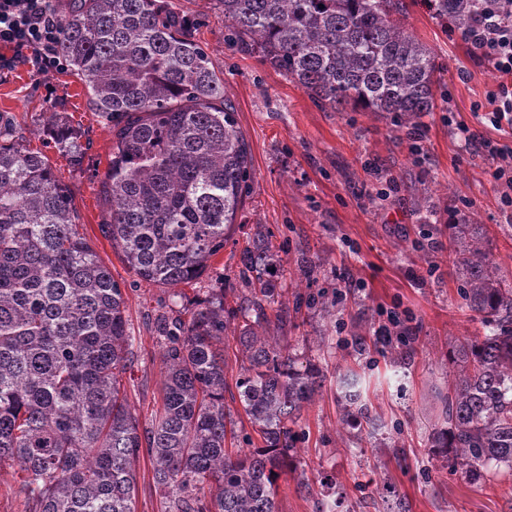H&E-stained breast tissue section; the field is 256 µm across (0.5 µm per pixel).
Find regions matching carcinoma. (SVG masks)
<instances>
[{"label": "carcinoma", "instance_id": "obj_1", "mask_svg": "<svg viewBox=\"0 0 512 512\" xmlns=\"http://www.w3.org/2000/svg\"><path fill=\"white\" fill-rule=\"evenodd\" d=\"M224 40L293 79L316 103L373 112L408 133L435 111L440 67L406 25V0H215ZM466 33L479 0H423ZM58 53L86 81L112 131L101 194L112 239L139 278L189 285L230 240L249 193L248 145L224 78L168 0H66ZM43 133L73 165L79 131L51 112ZM459 293L484 336L452 346L455 379L430 447L478 479L512 471V282L479 224H450ZM241 282L255 315L225 284L187 318L159 325L162 406L143 436L122 383L132 345L124 292L80 233L69 187L49 160L0 129V467L18 470L26 512H137L134 462L146 451L165 512H279L278 480L299 457L291 426L324 381L268 335L275 301L271 234L255 225ZM243 354L235 381L256 444L228 448L224 337ZM343 422L365 417L359 381H343Z\"/></svg>", "mask_w": 512, "mask_h": 512}]
</instances>
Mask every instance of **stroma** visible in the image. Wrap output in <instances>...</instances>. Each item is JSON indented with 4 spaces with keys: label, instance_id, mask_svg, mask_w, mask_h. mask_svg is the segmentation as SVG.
<instances>
[{
    "label": "stroma",
    "instance_id": "1",
    "mask_svg": "<svg viewBox=\"0 0 512 512\" xmlns=\"http://www.w3.org/2000/svg\"><path fill=\"white\" fill-rule=\"evenodd\" d=\"M169 2L196 19V38L224 75L252 173L231 242L198 281L182 286L181 297L135 276L101 232L109 220L100 188L112 134L90 106L85 82L64 68L41 74L17 62L0 70V125L31 150L45 151L73 194L81 232L125 293L134 345L123 385L141 432L150 431L161 405L158 319L195 307L222 278L237 279L247 238L263 224L281 258L272 281L288 310L279 343L325 373L294 426L301 458L278 480L279 512H317L331 503L336 512H512V472L492 470L473 483L429 446L454 379L446 354L455 341L485 332L458 293L448 210L481 225L492 262L512 281V210L501 204L482 146L510 141L512 133L480 119L497 73L461 34L412 0L409 28L442 69L418 161L406 130L389 119L321 109L294 80L237 53L224 40L214 0ZM53 106L90 143L80 165L46 144L42 129ZM390 179L396 189L381 198ZM426 193L442 208L434 224L416 211ZM313 291L337 300V317L310 305ZM360 336L369 345L359 354ZM349 370L360 376L368 408L354 428L343 424L339 398Z\"/></svg>",
    "mask_w": 512,
    "mask_h": 512
}]
</instances>
